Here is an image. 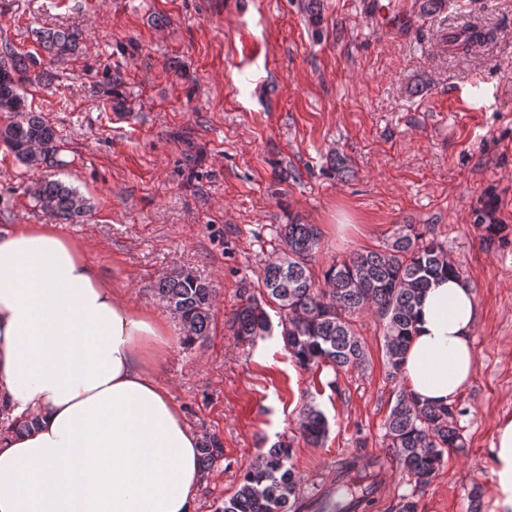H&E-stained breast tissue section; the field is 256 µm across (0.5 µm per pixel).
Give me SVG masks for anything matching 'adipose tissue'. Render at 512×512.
<instances>
[{
    "label": "adipose tissue",
    "instance_id": "ef3b65f1",
    "mask_svg": "<svg viewBox=\"0 0 512 512\" xmlns=\"http://www.w3.org/2000/svg\"><path fill=\"white\" fill-rule=\"evenodd\" d=\"M464 278L431 282L402 366L410 399L454 403L476 368ZM176 331L133 308L52 224L0 231V512H196L199 437L148 373ZM490 512H512V415L492 443Z\"/></svg>",
    "mask_w": 512,
    "mask_h": 512
}]
</instances>
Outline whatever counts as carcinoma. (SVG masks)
<instances>
[{"mask_svg":"<svg viewBox=\"0 0 512 512\" xmlns=\"http://www.w3.org/2000/svg\"><path fill=\"white\" fill-rule=\"evenodd\" d=\"M81 32L58 29L41 36L43 50L62 60L79 48ZM10 61L0 62V144L28 167H63L53 125L40 112L26 106L19 83L35 58L15 52L4 44ZM32 198L62 224H76L92 210L90 200L58 179H48L30 190ZM273 232L282 243L281 255L263 268L259 296L248 299L231 317L234 335L254 342L272 335L263 304L280 310L284 346L304 368L330 367L342 370L360 366L366 352L352 327V317L370 310L383 325V356L390 375L400 373L412 336L413 310L430 281L442 274H461L449 263L442 242L402 226L379 250L359 251L331 264L323 282L310 268L319 231L313 224H279ZM156 292L186 329L185 340L193 343L209 336L213 320L215 288L185 270L159 282ZM464 410L454 404L433 408L409 402L400 390L385 421L393 457L414 478V488L427 486L448 448L464 449L457 418ZM304 436L313 442L328 432L324 414L314 405L302 409ZM224 456L216 436L205 438L199 465L209 470ZM292 448L280 442L246 467L237 491L224 500L217 512H288L299 498V478L291 464ZM378 462L349 461L336 479V486L322 497L321 512H353L369 500Z\"/></svg>","mask_w":512,"mask_h":512,"instance_id":"cac0c4a2","label":"carcinoma"}]
</instances>
